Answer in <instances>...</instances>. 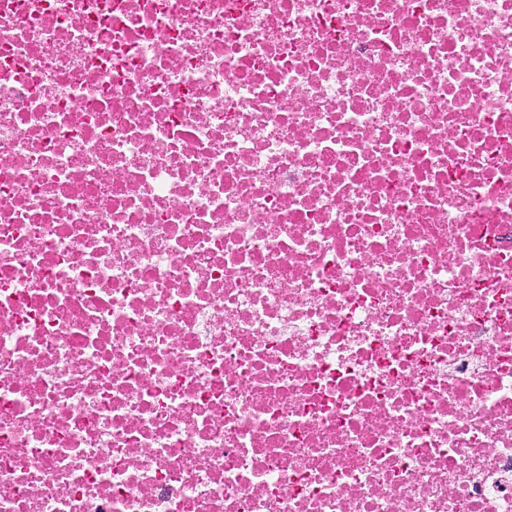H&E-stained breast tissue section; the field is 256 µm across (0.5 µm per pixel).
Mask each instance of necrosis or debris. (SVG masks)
<instances>
[{
  "label": "necrosis or debris",
  "mask_w": 512,
  "mask_h": 512,
  "mask_svg": "<svg viewBox=\"0 0 512 512\" xmlns=\"http://www.w3.org/2000/svg\"><path fill=\"white\" fill-rule=\"evenodd\" d=\"M0 512H512V0H0Z\"/></svg>",
  "instance_id": "necrosis-or-debris-1"
}]
</instances>
